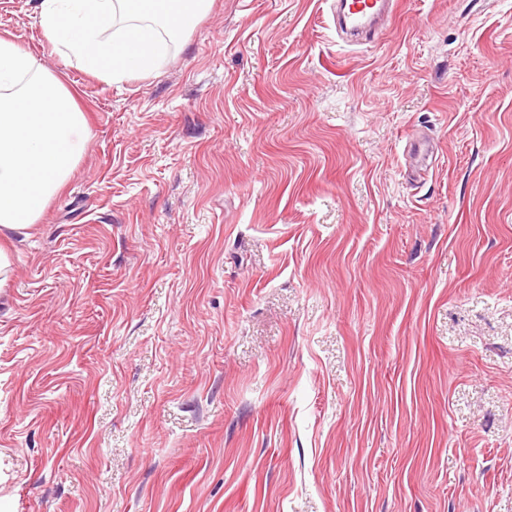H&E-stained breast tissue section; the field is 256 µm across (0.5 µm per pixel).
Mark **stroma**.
<instances>
[{
    "mask_svg": "<svg viewBox=\"0 0 512 512\" xmlns=\"http://www.w3.org/2000/svg\"><path fill=\"white\" fill-rule=\"evenodd\" d=\"M37 5L89 139L10 243L0 512H512V0H212L111 83ZM399 0H336L333 19L336 32L350 45L368 40L375 30L372 23L381 15L393 17L399 9Z\"/></svg>",
    "mask_w": 512,
    "mask_h": 512,
    "instance_id": "35a3bbf8",
    "label": "stroma"
}]
</instances>
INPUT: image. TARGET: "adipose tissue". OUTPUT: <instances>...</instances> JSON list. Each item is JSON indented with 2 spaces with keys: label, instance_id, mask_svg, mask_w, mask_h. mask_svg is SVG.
I'll return each instance as SVG.
<instances>
[{
  "label": "adipose tissue",
  "instance_id": "obj_1",
  "mask_svg": "<svg viewBox=\"0 0 512 512\" xmlns=\"http://www.w3.org/2000/svg\"><path fill=\"white\" fill-rule=\"evenodd\" d=\"M210 0H39L43 38L109 81L155 69L163 35L193 29ZM89 135L70 89L0 38V236L25 235L71 178Z\"/></svg>",
  "mask_w": 512,
  "mask_h": 512
}]
</instances>
